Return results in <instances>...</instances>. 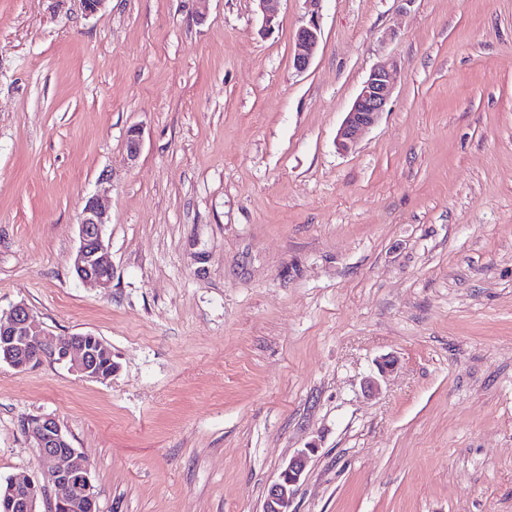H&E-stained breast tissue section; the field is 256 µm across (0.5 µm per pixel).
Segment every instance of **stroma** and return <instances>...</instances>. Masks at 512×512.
Instances as JSON below:
<instances>
[{
  "label": "stroma",
  "mask_w": 512,
  "mask_h": 512,
  "mask_svg": "<svg viewBox=\"0 0 512 512\" xmlns=\"http://www.w3.org/2000/svg\"><path fill=\"white\" fill-rule=\"evenodd\" d=\"M20 302L113 368L0 363V484L47 485L48 415L99 512H263L305 448L295 512H512V0H283L270 30L257 0H0V318ZM294 40L296 52L293 56V66L297 71L302 72L309 68L317 51L320 43V29L314 22H311L296 31ZM395 68L394 61L386 59L371 69L337 132L341 150L356 146L362 132L375 125L386 112L394 89ZM107 224L108 213L98 199L87 198L80 214L79 246L73 262L75 275L83 283L98 284L112 279V259L104 239Z\"/></svg>",
  "instance_id": "35a3bbf8"
}]
</instances>
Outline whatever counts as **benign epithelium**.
<instances>
[{
    "label": "benign epithelium",
    "mask_w": 512,
    "mask_h": 512,
    "mask_svg": "<svg viewBox=\"0 0 512 512\" xmlns=\"http://www.w3.org/2000/svg\"><path fill=\"white\" fill-rule=\"evenodd\" d=\"M296 52L293 67L298 71L309 68L320 43V29L315 23L300 27L295 35ZM396 65L391 59L376 64L364 81L350 110L337 132L338 147L347 151L356 146L363 131L375 125L390 103ZM142 131L133 126L127 132L126 158L135 161L141 150ZM109 224L107 211L98 199H86L80 214L79 246L73 262L77 278L86 284H98L112 279V259L105 243L104 229ZM42 347L50 360L68 363L82 377L105 381L109 376L99 371L96 353L87 342V335L55 336L49 333L25 303L16 304L7 322H0V362L16 370H25L35 363L32 352ZM25 434L35 448L42 470L51 478L56 495L50 506L59 512H82L94 503L90 479V463L73 448L59 422L50 416H40L26 426ZM308 450L296 452L268 487L264 512H293L296 487L303 478ZM44 489L28 480L9 482L0 500L5 512H39Z\"/></svg>",
    "instance_id": "obj_1"
}]
</instances>
